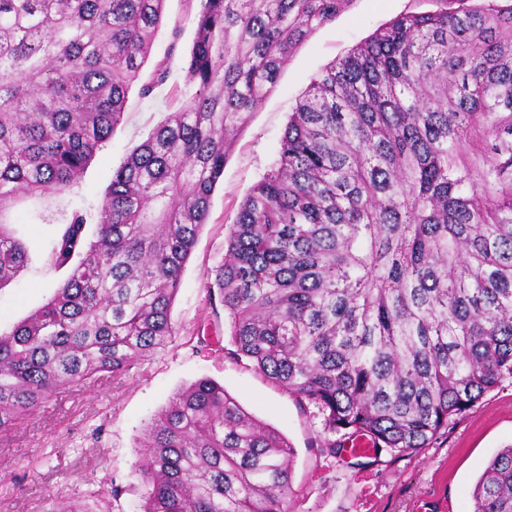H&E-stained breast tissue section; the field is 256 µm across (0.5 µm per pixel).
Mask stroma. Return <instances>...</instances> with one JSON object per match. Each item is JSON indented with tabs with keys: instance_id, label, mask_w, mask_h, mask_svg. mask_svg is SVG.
Returning <instances> with one entry per match:
<instances>
[{
	"instance_id": "stroma-1",
	"label": "stroma",
	"mask_w": 512,
	"mask_h": 512,
	"mask_svg": "<svg viewBox=\"0 0 512 512\" xmlns=\"http://www.w3.org/2000/svg\"><path fill=\"white\" fill-rule=\"evenodd\" d=\"M433 7L432 0H351L333 22L311 34L238 134L224 164L209 222L172 304L173 335L124 374L97 375L60 389L51 402L0 434V512H43L52 503L78 512H141L147 487L136 472L135 448L142 429L178 391L203 377L223 385L248 414L291 445L292 512H473L477 479L497 452L512 445L511 382L456 417L428 448L405 456L385 452L355 466L349 456L321 454L322 425L314 407L300 405L250 361L231 355L224 310L209 290L228 227L245 195L276 165L289 115L311 81L394 17ZM198 10L199 0H166L141 71L146 81L156 67H164L166 80L146 98L130 91L122 122L78 185L11 212V227L30 260L0 288L1 333L43 305L64 278V270L51 263V247L65 214L78 209L96 219L112 174L127 154L169 111L188 104L185 59Z\"/></svg>"
}]
</instances>
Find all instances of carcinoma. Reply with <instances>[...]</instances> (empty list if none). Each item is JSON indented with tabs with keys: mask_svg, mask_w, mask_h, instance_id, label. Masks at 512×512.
Wrapping results in <instances>:
<instances>
[{
	"mask_svg": "<svg viewBox=\"0 0 512 512\" xmlns=\"http://www.w3.org/2000/svg\"><path fill=\"white\" fill-rule=\"evenodd\" d=\"M189 104L113 173L68 273L0 334V434L64 386L120 375L174 333L171 305L238 133L295 52L352 0H199ZM328 66L246 195L213 287L233 354L325 438L403 456L512 380V3L432 0ZM165 0H0V288L29 260L15 203L69 192L112 136ZM143 512H289L291 446L215 381L139 439ZM474 512H512V446Z\"/></svg>",
	"mask_w": 512,
	"mask_h": 512,
	"instance_id": "1",
	"label": "carcinoma"
}]
</instances>
